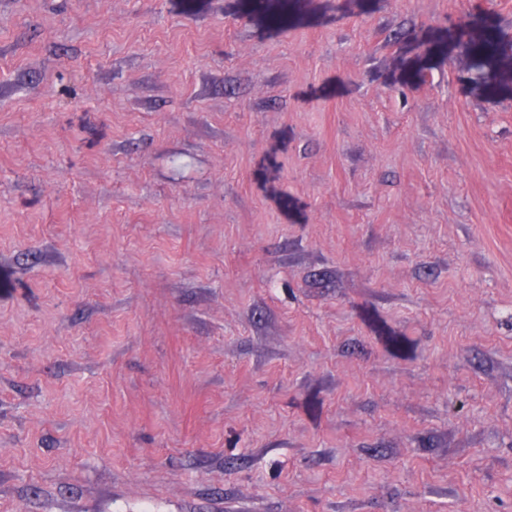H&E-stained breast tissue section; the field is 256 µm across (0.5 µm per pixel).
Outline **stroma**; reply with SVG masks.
<instances>
[{
	"mask_svg": "<svg viewBox=\"0 0 512 512\" xmlns=\"http://www.w3.org/2000/svg\"><path fill=\"white\" fill-rule=\"evenodd\" d=\"M0 0V512H512V0Z\"/></svg>",
	"mask_w": 512,
	"mask_h": 512,
	"instance_id": "stroma-1",
	"label": "stroma"
}]
</instances>
